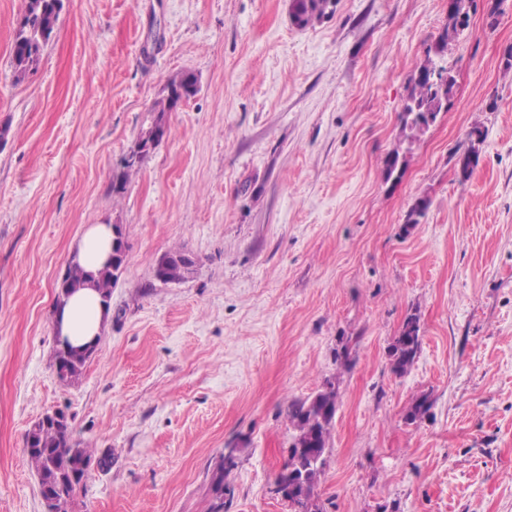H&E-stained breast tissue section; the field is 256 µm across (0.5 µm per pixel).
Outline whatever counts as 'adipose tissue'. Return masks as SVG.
Segmentation results:
<instances>
[{
  "mask_svg": "<svg viewBox=\"0 0 512 512\" xmlns=\"http://www.w3.org/2000/svg\"><path fill=\"white\" fill-rule=\"evenodd\" d=\"M114 236L112 225H87L71 250V263L93 272L102 268L112 253ZM107 319L98 292L90 286L78 288L55 313V340L58 346L73 349L96 345Z\"/></svg>",
  "mask_w": 512,
  "mask_h": 512,
  "instance_id": "obj_1",
  "label": "adipose tissue"
}]
</instances>
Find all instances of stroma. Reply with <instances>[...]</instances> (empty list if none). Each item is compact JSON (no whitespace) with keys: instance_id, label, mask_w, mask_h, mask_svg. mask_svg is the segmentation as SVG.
<instances>
[{"instance_id":"obj_1","label":"stroma","mask_w":512,"mask_h":512,"mask_svg":"<svg viewBox=\"0 0 512 512\" xmlns=\"http://www.w3.org/2000/svg\"><path fill=\"white\" fill-rule=\"evenodd\" d=\"M25 9L0 0V512H46L25 436L49 410L111 459L68 512H209L229 448L226 512H292L273 491L288 405L328 381L321 512H512V0H464L439 61L453 96L411 145L403 106L448 0H336L303 29L288 0H63L19 82ZM182 72L197 93L125 171ZM395 152L405 167L388 181ZM103 222L121 225L125 265L66 384L56 282ZM173 248L196 270L166 283ZM412 313L421 349L400 376L388 348ZM424 393L429 411L407 423Z\"/></svg>"}]
</instances>
